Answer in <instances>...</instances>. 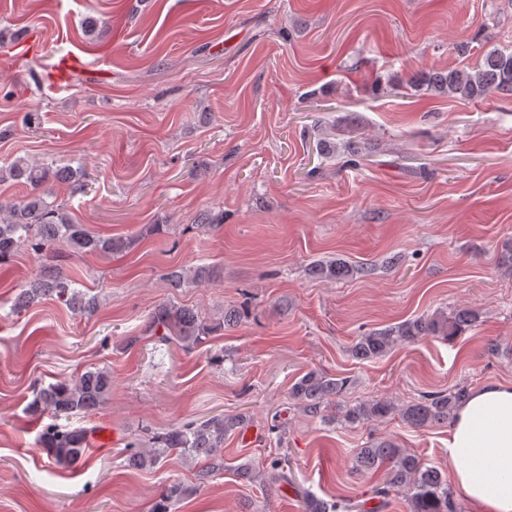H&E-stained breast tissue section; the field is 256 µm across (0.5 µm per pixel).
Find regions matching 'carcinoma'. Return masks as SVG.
Instances as JSON below:
<instances>
[{
	"label": "carcinoma",
	"mask_w": 512,
	"mask_h": 512,
	"mask_svg": "<svg viewBox=\"0 0 512 512\" xmlns=\"http://www.w3.org/2000/svg\"><path fill=\"white\" fill-rule=\"evenodd\" d=\"M426 88L433 95L464 100L485 99L493 95L512 96V51L494 47L485 51L474 65L434 72L414 84ZM69 181L74 190H85L79 171L51 170L50 166L17 158L0 166V182L21 181L29 186V193L16 202L0 204V264L11 259L20 249L35 253L51 251L61 246L75 253H122L133 245L128 238L102 239L83 224H74L66 211V204L53 199L46 188L51 178ZM318 280H336L368 269L339 259L318 261L310 268ZM215 274L211 265L179 268L166 274L169 288H184L210 281ZM55 298L67 308L91 314L99 306L98 298L75 287V281L59 272L33 281L14 301L16 312L37 303L44 297ZM240 313L234 309L219 317L206 316L196 308L173 301L154 307L148 317L147 331L159 342L175 344L184 350L202 345L210 336L237 325ZM478 314L462 308L452 315L442 311L408 320L397 325L372 330L363 334L352 347V354L360 360H373L390 353L402 343H412L429 336L451 340L477 322ZM347 380L310 370L291 386L289 394L296 409L312 417L328 411L331 399L346 387ZM112 391V373L103 368H90L74 378L59 380L40 388L27 405L33 419L50 413L58 419L74 415H89L102 406ZM469 396L466 386H455L447 391L422 395L417 401L396 407L393 402L367 399L342 408V419L349 423L378 421L400 411L401 418L414 428L446 423ZM250 418L242 413H224L200 421L184 423L155 433L131 447L127 458L133 468L156 466L163 458L175 452L191 459H204L197 473L205 482L214 473L224 469V440L247 428ZM94 430L84 426L51 424L41 434L40 445L55 465L74 469L84 461ZM356 463L361 470L383 471L381 486L374 490L379 507L386 506L395 492L407 491L408 512H462L448 490L441 473L421 462L415 454L391 440H371L359 449ZM239 478L272 487L286 478L288 455L276 453L268 467L256 469L244 462L236 467ZM194 488L182 483L163 487L150 512H172L175 506L189 497ZM304 512H350L352 505L336 501L332 504L306 493L302 498Z\"/></svg>",
	"instance_id": "obj_1"
}]
</instances>
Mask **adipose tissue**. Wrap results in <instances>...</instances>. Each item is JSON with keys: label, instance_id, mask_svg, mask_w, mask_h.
I'll use <instances>...</instances> for the list:
<instances>
[{"label": "adipose tissue", "instance_id": "ef3b65f1", "mask_svg": "<svg viewBox=\"0 0 512 512\" xmlns=\"http://www.w3.org/2000/svg\"><path fill=\"white\" fill-rule=\"evenodd\" d=\"M448 458L472 512H512V383L490 382L470 394L450 429Z\"/></svg>", "mask_w": 512, "mask_h": 512}]
</instances>
